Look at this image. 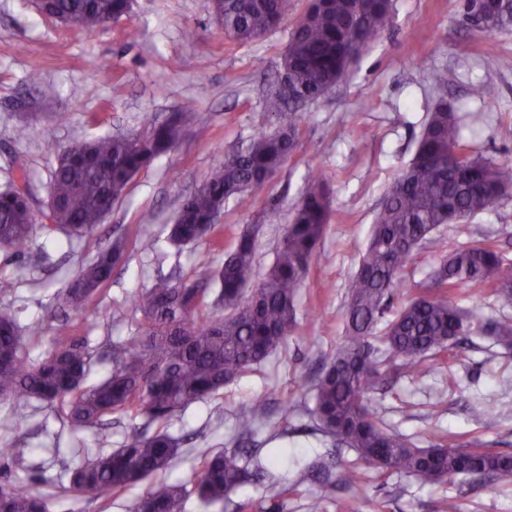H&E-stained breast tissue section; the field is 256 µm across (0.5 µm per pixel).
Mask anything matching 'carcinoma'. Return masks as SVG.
Segmentation results:
<instances>
[{"label":"carcinoma","mask_w":512,"mask_h":512,"mask_svg":"<svg viewBox=\"0 0 512 512\" xmlns=\"http://www.w3.org/2000/svg\"><path fill=\"white\" fill-rule=\"evenodd\" d=\"M129 8L130 0H43L39 10L65 17L70 30L87 33L122 18ZM209 9L225 37L249 42L281 23L288 0H210ZM471 9L481 14L485 33L512 27V0H473ZM390 22L389 0H309L293 26L280 77L266 89L269 109L300 112L327 94ZM191 110L187 102L161 121L147 119L137 133L57 151L50 198L58 207L46 213L48 224L34 222L27 194L0 193V251L23 254L38 229L61 230L70 241L94 231L132 178L182 142ZM462 127L456 108L443 99L428 112L414 156L387 190L359 269L349 281L346 336L322 366L309 409L325 435L352 449L377 474L399 472L429 484L458 475L512 478L511 454L445 442L419 448L386 426L369 397L394 357L419 375L425 360L479 330L512 347L511 324L490 321L479 329L448 295L451 289L488 282L504 301L512 300V258L489 243L470 244L442 258L428 290L392 309L415 250L441 247L433 236L440 225L459 222L505 198L509 178L500 164L471 153L458 156ZM296 140L295 119L259 129L244 149L224 159L182 200L170 228L171 244L181 247L207 237L215 215L231 198L238 207H249L288 160ZM331 193L325 179L308 181L265 273L256 270L252 226L240 233L223 264L202 260L193 278H160L139 292L134 308L142 316L140 328L112 345V371L96 384H87L92 366L87 338L58 339L44 358L32 361L21 343L16 312L0 307V401L58 403L77 428L112 414L159 425L150 435L134 434L120 448L97 449L71 470L72 492L98 498L166 471L178 442L165 425L285 347L296 323L299 290L331 219ZM123 253L118 240L99 253L67 285L63 301L85 306L111 279ZM381 322L387 358L372 344ZM260 414L256 407L243 411L235 447L205 456L194 480L151 483L135 512H188L192 497L203 507H214L252 473L264 471L258 458L241 447L255 434ZM52 499L50 493L0 484V512H50Z\"/></svg>","instance_id":"cac0c4a2"}]
</instances>
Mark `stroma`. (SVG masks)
Wrapping results in <instances>:
<instances>
[{"label":"stroma","mask_w":512,"mask_h":512,"mask_svg":"<svg viewBox=\"0 0 512 512\" xmlns=\"http://www.w3.org/2000/svg\"><path fill=\"white\" fill-rule=\"evenodd\" d=\"M308 0H288L281 24L263 39L225 38L208 0H131L126 16L77 34L38 13L33 0H0V192L10 190L13 158L28 161L26 191L34 210H45L57 157L48 145L141 130L148 117L164 118L193 101L187 137L173 151L137 174L111 213L88 236L67 241L62 232L36 231L21 256L0 251V307L17 313L19 326L39 324L41 335L24 339L31 358L51 342L87 337L95 351L93 379L112 368L113 343L134 335L141 316L131 298L157 277L187 278L199 259L222 264L245 225L260 227L256 266L265 271L307 179L324 175L333 187L331 220L298 298L297 323L286 351L225 387L222 395L191 404L169 422L180 443L165 477L185 482L198 474L203 454L232 447L236 419L253 400L267 414L251 441L269 460L286 491L251 480L230 493L223 512H309L311 496L324 498L323 512H512V480L476 484L458 476L428 484L393 473L344 484L350 449H336L309 413L316 375L345 334L344 302L375 213L396 176L412 159L428 112L440 99L478 111L481 123L464 127L462 143L512 172V29L486 34L463 15L462 0H391L390 26L357 57L348 74L318 102L308 105L293 153L250 209L227 202L210 237L183 247L169 241L179 203L224 159L245 147L260 127L286 124L287 113L270 112L265 89L277 79L282 54ZM137 28L136 40L127 31ZM445 72L435 87L431 70ZM478 83L492 84L490 105L473 98ZM28 136L16 137L18 127ZM443 250L487 241L512 258V200L466 220L464 229L441 225ZM124 240L123 261L100 294L82 309L67 307L63 289L78 270ZM442 250L421 248L405 272L394 301L403 303L429 282ZM455 301L474 322H512V304L492 287L463 289ZM315 318H307L305 309ZM371 399L384 423L421 448L439 441L477 444L512 454V351L473 334L413 376L401 359L390 364ZM475 404L497 418L485 423ZM141 419L110 417L106 429L73 428L47 403L17 407L0 402V483L24 480L52 488V512H134L149 486L103 498L70 492V472L83 448L115 449L141 429ZM326 466L330 479L293 486L298 463Z\"/></svg>","instance_id":"stroma-1"}]
</instances>
